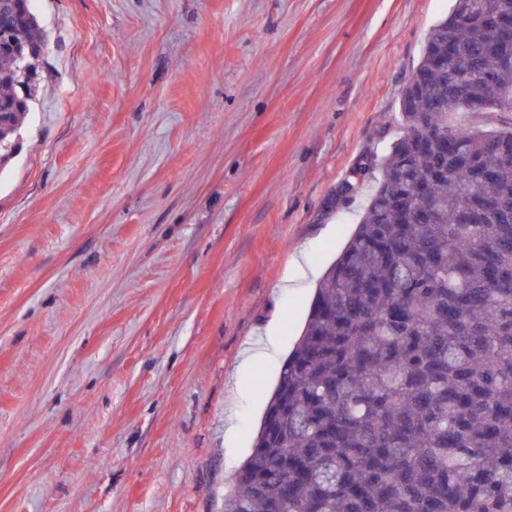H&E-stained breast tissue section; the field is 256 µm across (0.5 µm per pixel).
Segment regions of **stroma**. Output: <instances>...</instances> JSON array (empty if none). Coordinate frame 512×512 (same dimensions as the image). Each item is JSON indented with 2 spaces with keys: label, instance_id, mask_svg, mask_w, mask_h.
I'll return each mask as SVG.
<instances>
[{
  "label": "stroma",
  "instance_id": "stroma-1",
  "mask_svg": "<svg viewBox=\"0 0 512 512\" xmlns=\"http://www.w3.org/2000/svg\"><path fill=\"white\" fill-rule=\"evenodd\" d=\"M35 3L48 78L0 172V512H221L365 203L336 195L454 0Z\"/></svg>",
  "mask_w": 512,
  "mask_h": 512
}]
</instances>
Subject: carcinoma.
Masks as SVG:
<instances>
[{
    "label": "carcinoma",
    "mask_w": 512,
    "mask_h": 512,
    "mask_svg": "<svg viewBox=\"0 0 512 512\" xmlns=\"http://www.w3.org/2000/svg\"><path fill=\"white\" fill-rule=\"evenodd\" d=\"M0 0V170L46 52ZM512 0H456L327 268L223 512H512ZM486 118L455 126L448 114Z\"/></svg>",
    "instance_id": "carcinoma-1"
}]
</instances>
